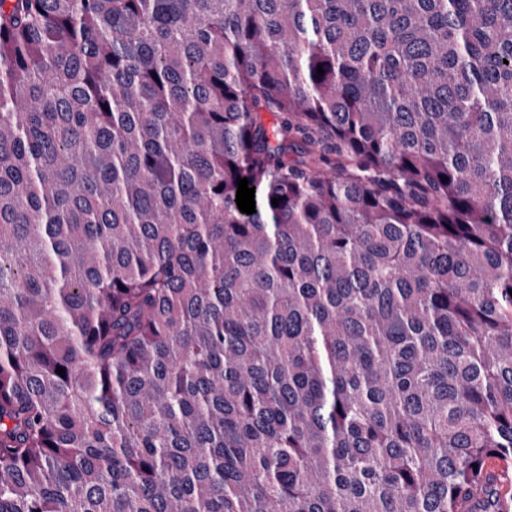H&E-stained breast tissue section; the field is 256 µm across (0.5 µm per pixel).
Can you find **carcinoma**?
Masks as SVG:
<instances>
[{
  "label": "carcinoma",
  "mask_w": 512,
  "mask_h": 512,
  "mask_svg": "<svg viewBox=\"0 0 512 512\" xmlns=\"http://www.w3.org/2000/svg\"><path fill=\"white\" fill-rule=\"evenodd\" d=\"M511 290L512 0H0V512H512Z\"/></svg>",
  "instance_id": "1"
}]
</instances>
